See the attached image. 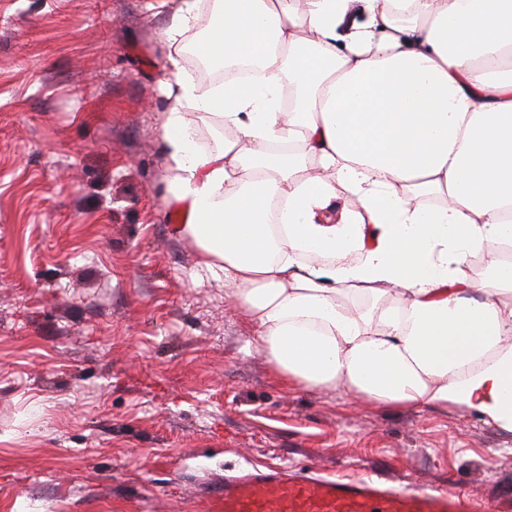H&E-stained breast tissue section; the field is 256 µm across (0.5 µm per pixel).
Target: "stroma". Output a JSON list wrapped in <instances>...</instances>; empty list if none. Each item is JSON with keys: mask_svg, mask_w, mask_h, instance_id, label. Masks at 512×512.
Masks as SVG:
<instances>
[{"mask_svg": "<svg viewBox=\"0 0 512 512\" xmlns=\"http://www.w3.org/2000/svg\"><path fill=\"white\" fill-rule=\"evenodd\" d=\"M177 0H0V512H189L268 466L512 496V432L284 384L174 227Z\"/></svg>", "mask_w": 512, "mask_h": 512, "instance_id": "obj_1", "label": "stroma"}]
</instances>
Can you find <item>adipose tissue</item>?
Returning a JSON list of instances; mask_svg holds the SVG:
<instances>
[{
  "label": "adipose tissue",
  "instance_id": "1",
  "mask_svg": "<svg viewBox=\"0 0 512 512\" xmlns=\"http://www.w3.org/2000/svg\"><path fill=\"white\" fill-rule=\"evenodd\" d=\"M217 3L196 52L260 76L203 91L169 56L167 191L276 376L512 431V0ZM191 108L232 137L198 147Z\"/></svg>",
  "mask_w": 512,
  "mask_h": 512
}]
</instances>
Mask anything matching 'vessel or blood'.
Instances as JSON below:
<instances>
[{
  "instance_id": "b4317fda",
  "label": "vessel or blood",
  "mask_w": 512,
  "mask_h": 512,
  "mask_svg": "<svg viewBox=\"0 0 512 512\" xmlns=\"http://www.w3.org/2000/svg\"><path fill=\"white\" fill-rule=\"evenodd\" d=\"M219 512H477L471 498L443 489L393 485L372 476L344 481L270 467L228 476Z\"/></svg>"
}]
</instances>
